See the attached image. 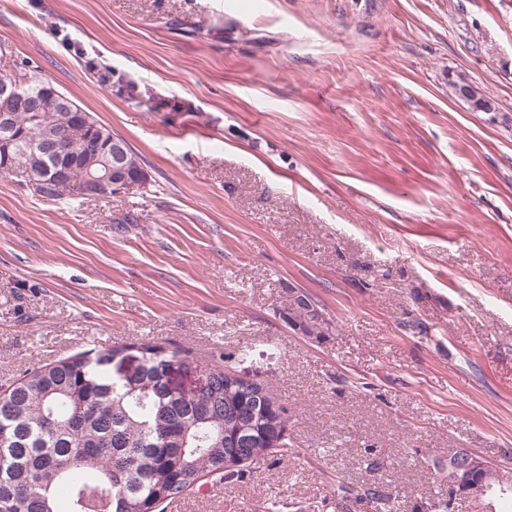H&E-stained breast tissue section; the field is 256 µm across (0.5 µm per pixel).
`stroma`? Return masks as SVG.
Instances as JSON below:
<instances>
[{"mask_svg": "<svg viewBox=\"0 0 512 512\" xmlns=\"http://www.w3.org/2000/svg\"><path fill=\"white\" fill-rule=\"evenodd\" d=\"M21 61L149 182L0 175V386L144 339L263 380L288 454L167 512H363L340 482L413 512L455 448L512 473V0H0ZM115 137L125 142L128 147L127 153L122 142H117L114 139L108 140L104 145V150L108 156V160L104 164V170L100 172L89 171L84 177L83 164L82 162L78 163L70 169V178L84 177V179L76 183H70L65 189L66 191L69 190L75 196L90 197L102 195V191H106L108 194L110 189H112V194H116L139 185L141 174L131 175L126 161L128 154L131 164L138 168L142 166L140 157L123 138ZM288 300H289V313H288V325L298 333L306 336V326L300 324V320L298 317L292 315V310L303 309L309 306V298L308 296L298 288H289L288 289ZM297 320V323L295 322Z\"/></svg>", "mask_w": 512, "mask_h": 512, "instance_id": "obj_1", "label": "stroma"}]
</instances>
